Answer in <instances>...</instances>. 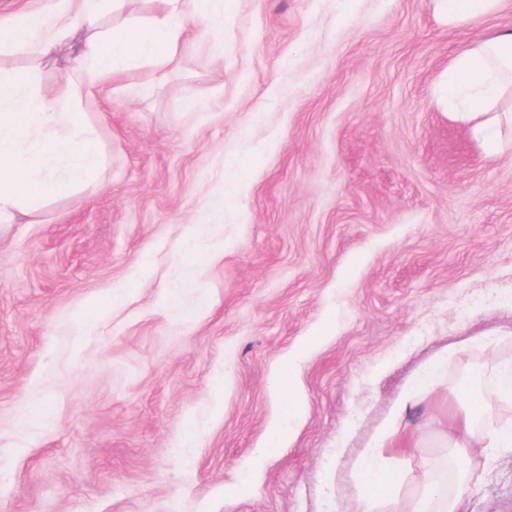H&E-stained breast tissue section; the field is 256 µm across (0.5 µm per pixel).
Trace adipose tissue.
<instances>
[{
    "instance_id": "adipose-tissue-1",
    "label": "adipose tissue",
    "mask_w": 512,
    "mask_h": 512,
    "mask_svg": "<svg viewBox=\"0 0 512 512\" xmlns=\"http://www.w3.org/2000/svg\"><path fill=\"white\" fill-rule=\"evenodd\" d=\"M109 0H47L39 17L17 16L0 26V45L25 40L37 56L69 52V77L61 98L80 100L92 94L131 53L146 57L154 73L179 66L189 49L184 22L209 24L211 0H162L164 9L136 32L104 33L98 21ZM447 110L450 119L468 126L487 154L501 152V130L512 125V27L473 41L449 64ZM76 115L58 112L37 98L26 76L12 77L0 92V223L14 224L37 213L42 199L86 181L103 153L95 138L57 137L42 149L28 147L32 132L74 126ZM58 155L71 165L64 177L44 178L43 172ZM512 397V369L496 371L492 385L461 389L455 394L464 413L454 424L470 448H511L512 429L476 430L474 419L486 402ZM371 493L363 512H377L380 501L396 503L399 475L363 460L360 466Z\"/></svg>"
}]
</instances>
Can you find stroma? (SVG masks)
Instances as JSON below:
<instances>
[{
	"label": "stroma",
	"instance_id": "35a3bbf8",
	"mask_svg": "<svg viewBox=\"0 0 512 512\" xmlns=\"http://www.w3.org/2000/svg\"><path fill=\"white\" fill-rule=\"evenodd\" d=\"M214 8L180 70L131 58L80 105L90 180L0 223V512H361L372 448L410 512L453 390L512 365V151L438 86L512 0L461 28L435 0ZM19 73L56 104L64 61L1 51ZM470 462L462 512H512V451Z\"/></svg>",
	"mask_w": 512,
	"mask_h": 512
}]
</instances>
